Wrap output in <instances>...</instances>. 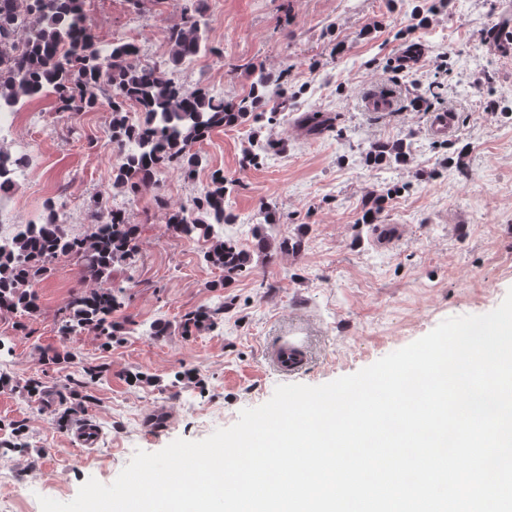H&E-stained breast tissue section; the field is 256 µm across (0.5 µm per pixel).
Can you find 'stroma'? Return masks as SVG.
I'll use <instances>...</instances> for the list:
<instances>
[{"instance_id":"obj_1","label":"stroma","mask_w":512,"mask_h":512,"mask_svg":"<svg viewBox=\"0 0 512 512\" xmlns=\"http://www.w3.org/2000/svg\"><path fill=\"white\" fill-rule=\"evenodd\" d=\"M422 0H207L212 54L171 70L186 88L205 83L225 98L246 94L256 67L288 74L294 108L274 120L225 126L196 148L206 162L194 179L155 173L133 193L113 184L116 162L107 108L59 112L53 96L25 100L0 139L30 164L0 197L7 223L43 222L62 205L68 232L92 231L91 200L123 208L139 227V253L116 280L125 289L112 314L111 345L84 332L58 334L70 300L92 289L69 259L32 285L39 309L0 315V512H41L40 497L75 498L90 478L112 483L136 451L197 441L234 425L281 384L321 385L356 373L433 330L481 315L512 290V0H445L412 29ZM98 41L133 31L144 60L166 58L173 0H85ZM447 54L449 74L428 63ZM376 85L398 88L403 106L366 112ZM423 111L407 110L413 96ZM454 110L455 130L438 139L433 113ZM335 116L307 134L309 112ZM275 141L258 165L241 161L254 141ZM403 144V162L371 161L378 144ZM223 170L236 219L222 235L253 255L221 290L203 255L206 238L176 236L169 216ZM276 251L255 253L257 235ZM294 250L281 251L282 241ZM212 309V324L184 316ZM167 323L156 338L147 327ZM306 340L293 375L269 356L282 336ZM95 422V450L71 445L76 425ZM21 427L20 439L9 430Z\"/></svg>"}]
</instances>
